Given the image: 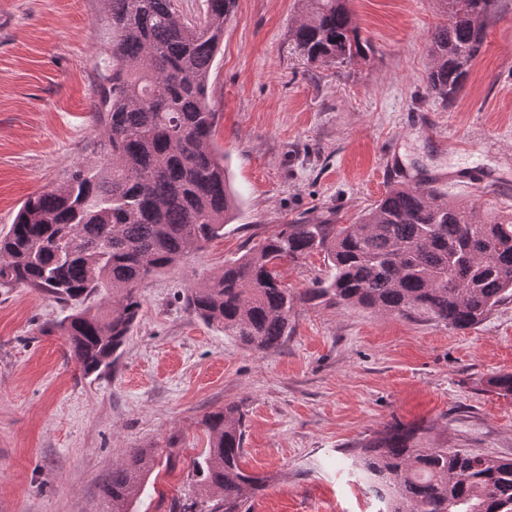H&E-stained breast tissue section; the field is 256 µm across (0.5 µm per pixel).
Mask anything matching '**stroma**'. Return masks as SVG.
I'll return each mask as SVG.
<instances>
[{
  "instance_id": "35a3bbf8",
  "label": "stroma",
  "mask_w": 512,
  "mask_h": 512,
  "mask_svg": "<svg viewBox=\"0 0 512 512\" xmlns=\"http://www.w3.org/2000/svg\"><path fill=\"white\" fill-rule=\"evenodd\" d=\"M374 52L309 64L291 38L299 0H237L210 77L215 142L239 197L224 236L140 287L116 367L82 377L53 326L67 310L0 288V512H108L101 486L131 448L157 464L133 512H172L199 485L204 416L246 414L243 467L273 476L250 512H378L348 448L398 422L432 448L512 458V302L476 328L303 295L331 274L322 252L284 262L296 302L279 348L252 350L186 308L193 284L282 224H351L394 185L437 178L449 201L512 213V0L451 105L425 87L435 0H350ZM103 0H0V232L59 182L98 135L93 100L111 44ZM494 171L473 189L441 181Z\"/></svg>"
}]
</instances>
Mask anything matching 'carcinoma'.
<instances>
[{"instance_id": "obj_1", "label": "carcinoma", "mask_w": 512, "mask_h": 512, "mask_svg": "<svg viewBox=\"0 0 512 512\" xmlns=\"http://www.w3.org/2000/svg\"><path fill=\"white\" fill-rule=\"evenodd\" d=\"M112 43L94 101L97 159L28 197L0 236V288L23 286L70 310L58 324L68 359L99 377L118 359L150 276L224 237L232 205L219 113L207 102L211 70L236 0H207L205 18L181 17L177 0H104ZM292 37L311 64L365 58L348 0H301ZM444 23L429 44L428 94L448 106L483 48L496 7L438 0ZM322 251L332 267L306 300L327 297L381 313L423 316L465 331L512 300V214L448 202L425 182L400 185L353 224H282L186 296L187 309L241 344L282 346L295 297L280 265ZM107 304L91 306L101 289ZM243 412L207 413L208 448L194 459L202 500L179 512H249L271 477L247 472ZM420 425L390 424L348 450L379 512H512V459L426 448ZM156 462L131 448L102 486L110 512H129Z\"/></svg>"}]
</instances>
